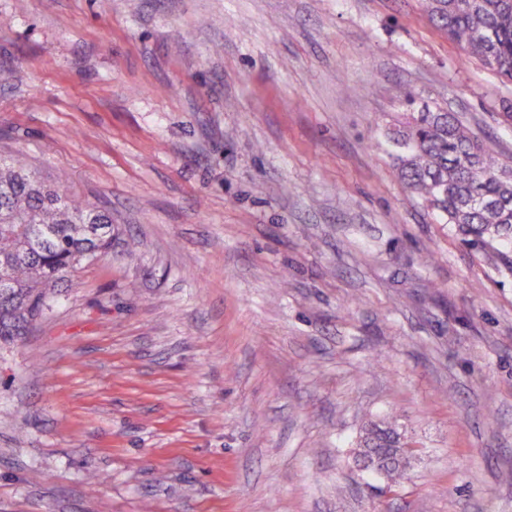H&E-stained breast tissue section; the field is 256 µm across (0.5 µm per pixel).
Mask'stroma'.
I'll return each mask as SVG.
<instances>
[{
  "mask_svg": "<svg viewBox=\"0 0 512 512\" xmlns=\"http://www.w3.org/2000/svg\"><path fill=\"white\" fill-rule=\"evenodd\" d=\"M410 95L512 166L421 0H0V156L117 227L0 342V512H512V266L381 149ZM403 441L400 434L389 424H373L363 439L364 456L379 464L380 470L390 476L403 478L404 456Z\"/></svg>",
  "mask_w": 512,
  "mask_h": 512,
  "instance_id": "35a3bbf8",
  "label": "stroma"
}]
</instances>
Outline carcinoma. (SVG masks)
Returning <instances> with one entry per match:
<instances>
[{"instance_id": "1", "label": "carcinoma", "mask_w": 512, "mask_h": 512, "mask_svg": "<svg viewBox=\"0 0 512 512\" xmlns=\"http://www.w3.org/2000/svg\"><path fill=\"white\" fill-rule=\"evenodd\" d=\"M465 56L512 80V0H423ZM385 153L407 188L470 245L500 247L512 265V167L498 163L480 138L452 112L404 117L386 134ZM112 246V214L69 198L41 182L18 158L0 159V341L11 342L40 316L50 288L83 265L79 256ZM364 456L403 477L400 434L372 425Z\"/></svg>"}]
</instances>
